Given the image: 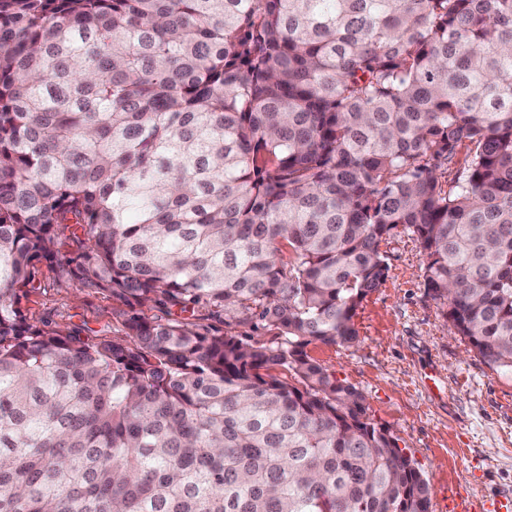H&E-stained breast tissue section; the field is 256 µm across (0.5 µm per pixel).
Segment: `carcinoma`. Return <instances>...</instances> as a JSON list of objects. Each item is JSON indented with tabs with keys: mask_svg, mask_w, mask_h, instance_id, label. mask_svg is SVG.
Segmentation results:
<instances>
[{
	"mask_svg": "<svg viewBox=\"0 0 512 512\" xmlns=\"http://www.w3.org/2000/svg\"><path fill=\"white\" fill-rule=\"evenodd\" d=\"M399 230L512 373V0H0V512H429L307 351ZM43 265L124 335L31 320Z\"/></svg>",
	"mask_w": 512,
	"mask_h": 512,
	"instance_id": "1",
	"label": "carcinoma"
}]
</instances>
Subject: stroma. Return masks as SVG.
Listing matches in <instances>:
<instances>
[{
  "mask_svg": "<svg viewBox=\"0 0 512 512\" xmlns=\"http://www.w3.org/2000/svg\"><path fill=\"white\" fill-rule=\"evenodd\" d=\"M380 250L388 275L358 310L357 343L307 351L365 396L370 419L416 461L430 486L429 512L459 500L486 512L490 499L512 493V374L489 369L456 334L424 286L417 240L400 232ZM40 278L41 290L24 303L30 317L122 335L112 296L59 287L46 270Z\"/></svg>",
  "mask_w": 512,
  "mask_h": 512,
  "instance_id": "1",
  "label": "stroma"
}]
</instances>
